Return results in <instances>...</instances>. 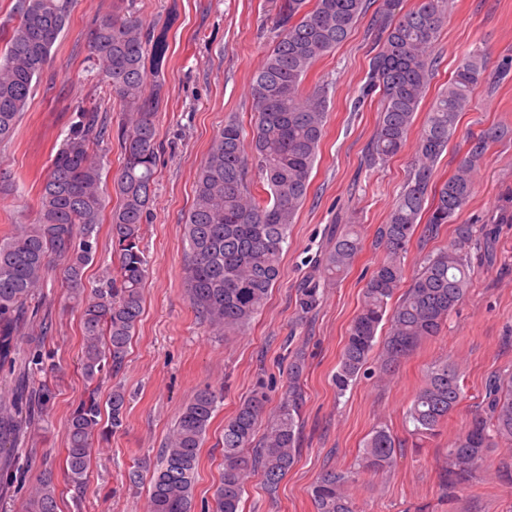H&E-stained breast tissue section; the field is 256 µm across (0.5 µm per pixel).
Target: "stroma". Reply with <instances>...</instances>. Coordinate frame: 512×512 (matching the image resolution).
<instances>
[{"mask_svg":"<svg viewBox=\"0 0 512 512\" xmlns=\"http://www.w3.org/2000/svg\"><path fill=\"white\" fill-rule=\"evenodd\" d=\"M113 3L77 0L13 139L0 144V171L9 179L8 188L0 190V236L32 219L52 156L78 112L99 99L84 70L89 54L84 35ZM130 9L144 25L166 24L170 31L161 75L164 98L156 117L157 190L143 226V313L121 377L129 395L126 421L95 439L86 480L81 490L71 488L63 472L65 435L71 411L87 394L78 368L80 311L66 300L58 273H50L41 295L52 310L53 328L44 337L37 327L27 328L17 341L24 347L29 338L41 337L52 354L53 371L35 375L33 382L51 388L54 406L45 433L16 450L25 478L10 499L0 501V512H18L46 468L57 481L56 512H147L148 487L132 486L128 473L155 460L181 408L207 386L222 398L201 449L192 512H213L225 419L260 386L270 405H277L288 364L298 353L306 365L300 456L276 492L253 476L242 512H314L313 483L328 470L348 468L377 426L403 446L389 473H365L352 485L358 512H512V484L495 475L508 455L503 447L490 449L477 478L459 486L454 499L443 498L439 489L449 440L485 410L491 374L512 370V220L500 218L505 201L512 199V0H445L426 102L447 87L459 60L473 49L483 53L484 73L454 140L437 162L436 181L453 174L472 137L496 127L505 135L489 144L473 173L471 200L455 224L442 225L425 248L409 245L404 265L407 275H414L425 252L448 246L459 223L476 225L496 260L488 263L473 253L465 300L438 336L401 360L392 381L382 385L367 374L341 396L333 382L338 357L366 279L383 256L371 241L412 172L424 113H417L416 126L396 156L370 162L380 103L375 95L360 99L359 89L378 47L370 17H362L304 83L309 90L328 86L327 122L280 277L246 331L221 334L197 316L185 292L183 222L193 204L196 170L215 136L228 120L245 126L251 121V80L274 40L271 0H131ZM336 224L355 225L365 247L350 273L326 288L319 307L301 315L296 290L315 274L327 230ZM439 359L461 365L463 398L439 435L415 448L405 411L427 367Z\"/></svg>","mask_w":512,"mask_h":512,"instance_id":"35a3bbf8","label":"stroma"}]
</instances>
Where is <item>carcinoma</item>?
<instances>
[{
    "label": "carcinoma",
    "mask_w": 512,
    "mask_h": 512,
    "mask_svg": "<svg viewBox=\"0 0 512 512\" xmlns=\"http://www.w3.org/2000/svg\"><path fill=\"white\" fill-rule=\"evenodd\" d=\"M123 4L116 0L112 13L87 34L90 70L103 97L119 105L121 124L112 129L97 103L79 113L43 179L33 222L0 239V362L21 361L12 387L0 394V455L43 429L52 408L51 392L31 382L44 370L41 350L31 343L18 353L15 337L41 313L43 304L35 300V292L57 261L66 288L81 307V370L91 386L71 412L65 437V467L77 489L87 473L93 441L102 433L103 406H108L113 428L126 415L121 385H113L104 402L98 390L106 378L125 369L143 312V224L156 191V112L150 97H159L162 85H148V72L157 78L166 66L170 25L145 35L142 21ZM400 4L382 0L372 18L381 48L371 60L361 94L378 91L383 101L369 147L374 164L395 155L407 140L432 75L429 52L442 23L439 0H420L407 12ZM368 5L370 0L275 2V41L252 77L251 134L245 136L235 121L224 124L197 170L195 197L184 224L188 298L216 330L244 331L279 278L284 244L306 198L327 121L328 87L307 91L304 81L319 59L348 38ZM73 9L74 0H16L15 21L0 27V143L12 138ZM482 75L481 50L476 48L459 61L455 77L426 113L413 177L387 222L376 230L374 246L384 257L366 280L361 308L340 353L334 378L340 393L365 373L370 361L378 382H388L403 358L439 334L468 292L472 249L478 242L474 225L459 224L448 247L425 255L402 297L392 302L404 282L402 258L414 236L424 240L435 235L464 210L473 194L472 173L488 143L505 134L491 128L472 139L455 172L433 182L436 162L454 138L459 115L469 107ZM114 137L123 155L113 183L120 203L107 216L100 192L103 167L94 152ZM251 162L267 186L263 196L247 183ZM106 220L114 262L87 289L85 269L94 261ZM361 251L357 230L347 225L336 230L321 261L324 279L307 280L297 289L302 313L318 307L324 281L349 271ZM383 323L387 336L374 359ZM304 371V360L295 356L274 409H268L267 395L259 388L224 421V473L213 494L215 512H240L252 476L261 475L273 493L294 467ZM462 397L458 366L446 359L433 363L406 410L412 435L419 440L436 436ZM219 400L217 391L202 388L178 414L152 469L148 512H192L200 449ZM501 445L512 447V372L491 377L484 414L448 443L442 489L472 478L489 449ZM397 448L389 431L374 428L352 469L327 471L314 483V512H357L350 494L356 475L388 472ZM22 478L17 467L1 468L0 494L8 495ZM56 495L54 475L46 469L31 486L21 512H55Z\"/></svg>",
    "instance_id": "1"
}]
</instances>
